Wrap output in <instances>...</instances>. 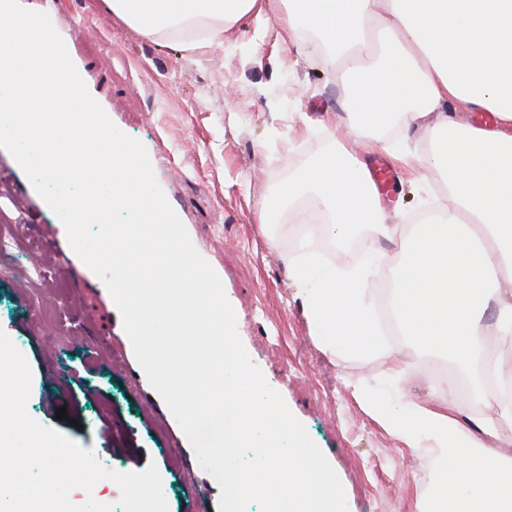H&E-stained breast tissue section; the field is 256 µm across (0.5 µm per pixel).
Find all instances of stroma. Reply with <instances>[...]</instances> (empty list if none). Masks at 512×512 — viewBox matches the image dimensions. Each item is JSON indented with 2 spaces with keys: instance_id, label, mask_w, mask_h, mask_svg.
<instances>
[{
  "instance_id": "35a3bbf8",
  "label": "stroma",
  "mask_w": 512,
  "mask_h": 512,
  "mask_svg": "<svg viewBox=\"0 0 512 512\" xmlns=\"http://www.w3.org/2000/svg\"><path fill=\"white\" fill-rule=\"evenodd\" d=\"M24 4L49 16L89 92L145 146L168 203L223 284L248 354L323 451L348 512H417L424 461L366 415L349 387L359 379L385 384L388 354L321 351L282 260L308 250L322 266L340 267L356 253L323 251L325 232L304 233L302 198L259 221L285 182L332 144L326 115L343 85L322 46L310 38L296 48L275 18L251 14L201 54L139 35L102 0ZM392 170L379 195L388 223L411 224L443 204L440 175ZM50 244L68 249L64 224L0 149V331L32 370L29 415L93 451L106 469L156 466L168 512H219L220 486L140 367L104 282L76 258L64 288L42 287L30 252ZM43 306L56 326L44 325ZM392 341L409 367L404 397L424 401L446 390L454 414L486 413L488 388L458 396V371L444 355Z\"/></svg>"
}]
</instances>
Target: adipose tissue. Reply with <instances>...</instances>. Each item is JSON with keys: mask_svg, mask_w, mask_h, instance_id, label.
<instances>
[{"mask_svg": "<svg viewBox=\"0 0 512 512\" xmlns=\"http://www.w3.org/2000/svg\"><path fill=\"white\" fill-rule=\"evenodd\" d=\"M115 18L149 39L206 51L250 14L279 17L290 43L319 33L341 67L344 104L332 117L331 148L298 170L278 196L307 198L325 211L332 238L368 228L401 239L387 291L397 333L470 367L480 351L512 346V0H105ZM376 57L349 65L365 39ZM489 112L474 125L462 113ZM422 132L429 167L443 177L445 207L397 230L386 221L361 156L381 148L408 165L406 144L381 130ZM383 256L322 269L314 255L287 258L302 313L322 351L357 355L392 348L380 329L367 284ZM367 415L429 465L418 512H512V395L462 426L446 401L401 404L367 383L353 385Z\"/></svg>", "mask_w": 512, "mask_h": 512, "instance_id": "adipose-tissue-1", "label": "adipose tissue"}]
</instances>
